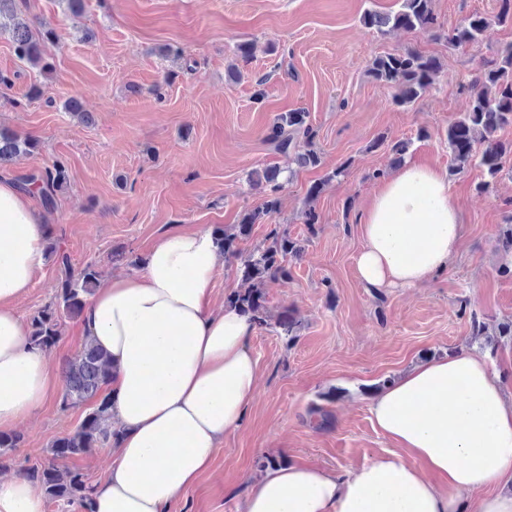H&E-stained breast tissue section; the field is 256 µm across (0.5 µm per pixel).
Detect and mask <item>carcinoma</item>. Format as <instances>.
I'll use <instances>...</instances> for the list:
<instances>
[{"label":"carcinoma","instance_id":"obj_1","mask_svg":"<svg viewBox=\"0 0 512 512\" xmlns=\"http://www.w3.org/2000/svg\"><path fill=\"white\" fill-rule=\"evenodd\" d=\"M433 0H402L401 9L394 14L367 11L362 17L364 25L379 31L386 27L404 30L432 32L440 28L432 7ZM494 24L512 25V0H499V10L490 19L481 14L468 16L464 24L448 36L451 44L477 42ZM56 35L46 30L36 36L24 21L13 23L15 52L19 59L37 62L42 53L40 44L53 41ZM441 68L440 61L416 50L402 53H385L373 57L371 76L380 82L395 84L399 93L397 102L408 105L423 97L432 87L435 75ZM472 93L470 110L448 125V153L452 169L461 173L469 167L484 169L488 180L481 184L486 190L503 172L502 159L512 154V143L498 138V133L512 125V47L501 58L481 70L469 84ZM317 132L310 123V113L303 109L290 110L277 115L266 139L279 153H292L301 168H317L322 164L316 147ZM374 145H385L403 161L411 141H387L378 137ZM35 148V143L21 140L8 130H0V162H6L20 152ZM67 169L56 162L38 176L28 175L18 179L25 190L40 193L47 206L54 205V192L66 183ZM290 177L282 175L275 167H266L254 173L253 184L263 188L264 200L258 207L247 211L240 223L230 229L219 228L215 236L224 262L235 268L239 279L249 287L227 297V303L248 314L257 326L268 325L264 284L273 279L288 276L290 264L300 256L299 241L288 232H274L270 243L257 251L243 254L238 247L240 240L248 237L255 224H263L280 206V194ZM61 277L54 302L35 315L28 326L30 344L48 351L60 339L62 319L82 314L87 297L93 294L101 274L95 266L87 265L79 270L72 267L70 257L56 243L51 249ZM296 322L293 313L284 310L274 323L277 335L292 342L296 338ZM109 362L107 354L89 340H84L77 354L69 359L63 370L66 406H79L89 400L95 405L85 414L76 430L56 439L52 444V458L36 462L24 470L27 479L37 484L49 501L67 500L86 509L94 486L89 484L78 470L61 465L74 456L91 449L114 445L120 437L119 429L112 426L111 404L103 392L108 383Z\"/></svg>","mask_w":512,"mask_h":512}]
</instances>
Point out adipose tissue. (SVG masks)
Wrapping results in <instances>:
<instances>
[{"label": "adipose tissue", "instance_id": "1", "mask_svg": "<svg viewBox=\"0 0 512 512\" xmlns=\"http://www.w3.org/2000/svg\"><path fill=\"white\" fill-rule=\"evenodd\" d=\"M357 275L370 288L418 287L450 267L464 235L441 171L409 161L385 177L360 216ZM50 229L27 192L0 181V428L32 415L53 383L16 310L44 265ZM223 256L207 229L174 230L139 269L100 280L81 323L106 352L120 429L91 512H170L241 428L259 381L255 325L213 303ZM396 442L339 474L270 464L243 512H512V400L499 372L458 353L413 366L368 404ZM0 512H44L40 490L0 481Z\"/></svg>", "mask_w": 512, "mask_h": 512}]
</instances>
